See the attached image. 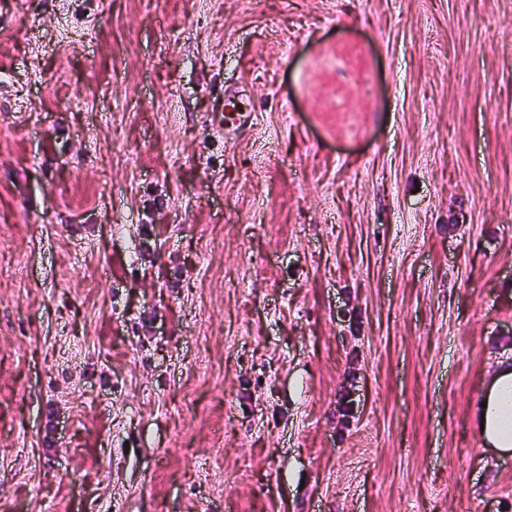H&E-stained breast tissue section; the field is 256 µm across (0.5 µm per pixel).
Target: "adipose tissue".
<instances>
[{
    "mask_svg": "<svg viewBox=\"0 0 512 512\" xmlns=\"http://www.w3.org/2000/svg\"><path fill=\"white\" fill-rule=\"evenodd\" d=\"M483 401L477 410L481 437L499 452L512 451V361L498 362L486 383Z\"/></svg>",
    "mask_w": 512,
    "mask_h": 512,
    "instance_id": "obj_1",
    "label": "adipose tissue"
}]
</instances>
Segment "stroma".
<instances>
[{"label": "stroma", "instance_id": "obj_1", "mask_svg": "<svg viewBox=\"0 0 512 512\" xmlns=\"http://www.w3.org/2000/svg\"><path fill=\"white\" fill-rule=\"evenodd\" d=\"M511 357L512 0H0V512H512ZM482 403H487V407L483 408ZM476 412L478 430L486 444L509 453L512 450V362L508 359L497 363Z\"/></svg>", "mask_w": 512, "mask_h": 512}]
</instances>
